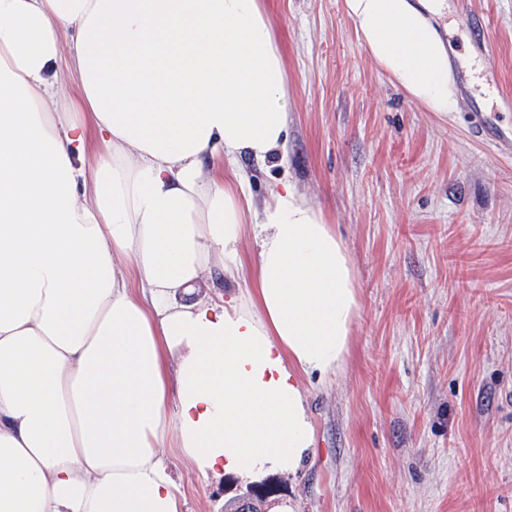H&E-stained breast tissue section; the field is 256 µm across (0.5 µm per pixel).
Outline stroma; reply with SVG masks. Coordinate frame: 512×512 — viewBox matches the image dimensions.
I'll return each instance as SVG.
<instances>
[{"mask_svg":"<svg viewBox=\"0 0 512 512\" xmlns=\"http://www.w3.org/2000/svg\"><path fill=\"white\" fill-rule=\"evenodd\" d=\"M448 3L462 102L443 120L367 55L342 0H267L287 156L236 164L255 201L289 179L322 211L360 301L343 368L303 380L315 448L267 477L268 512H512V163L469 123L512 117V0ZM472 14L496 19L487 52L461 23ZM170 463L185 512H224L244 485Z\"/></svg>","mask_w":512,"mask_h":512,"instance_id":"stroma-1","label":"stroma"}]
</instances>
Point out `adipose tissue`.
Returning a JSON list of instances; mask_svg holds the SVG:
<instances>
[{"label":"adipose tissue","instance_id":"adipose-tissue-1","mask_svg":"<svg viewBox=\"0 0 512 512\" xmlns=\"http://www.w3.org/2000/svg\"><path fill=\"white\" fill-rule=\"evenodd\" d=\"M343 7L459 111L448 0ZM286 85L265 0H0V512H184L168 446L206 476L309 457L301 379L342 368L355 274L294 183L258 204L224 166L283 156ZM215 272L245 291L186 301Z\"/></svg>","mask_w":512,"mask_h":512}]
</instances>
